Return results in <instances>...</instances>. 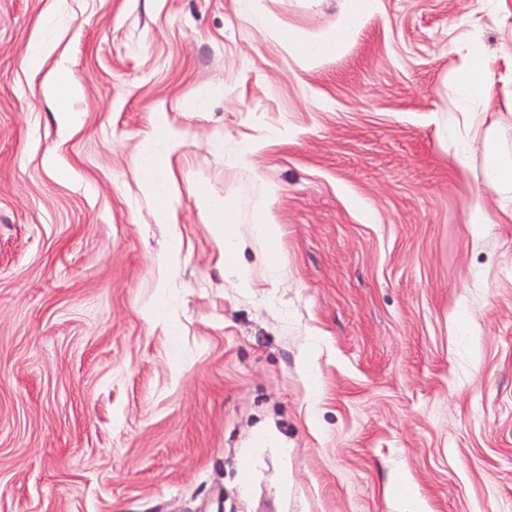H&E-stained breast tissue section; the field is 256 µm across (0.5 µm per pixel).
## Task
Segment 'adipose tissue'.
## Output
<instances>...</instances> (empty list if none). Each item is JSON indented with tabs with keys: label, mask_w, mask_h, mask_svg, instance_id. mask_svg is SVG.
I'll use <instances>...</instances> for the list:
<instances>
[{
	"label": "adipose tissue",
	"mask_w": 512,
	"mask_h": 512,
	"mask_svg": "<svg viewBox=\"0 0 512 512\" xmlns=\"http://www.w3.org/2000/svg\"><path fill=\"white\" fill-rule=\"evenodd\" d=\"M379 11L380 0H339V12L332 27L312 36L289 34L283 47L292 58L311 63L334 56L364 22ZM491 74V60L483 46L480 42L471 41L469 55L456 75L461 104L488 101ZM468 122L481 129L480 145L475 149L469 147L459 151L455 156L457 166L463 170L470 168L474 152H481L487 184L502 199L512 204V155L504 153L499 144V119L490 118L488 112L482 111L473 113ZM175 147V136L160 121L156 123L153 134L144 139L138 155L142 187L146 195L157 200L155 217L161 224L171 222L174 216L168 194L167 174L169 159ZM204 208L214 222L216 236L224 244L225 267L235 286L249 287L248 269L237 262V255L244 250L245 243L233 226L224 221L225 213L231 209L230 203L208 197L204 200Z\"/></svg>",
	"instance_id": "1"
}]
</instances>
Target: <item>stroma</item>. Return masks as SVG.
I'll list each match as a JSON object with an SVG mask.
<instances>
[{
	"instance_id": "obj_1",
	"label": "stroma",
	"mask_w": 512,
	"mask_h": 512,
	"mask_svg": "<svg viewBox=\"0 0 512 512\" xmlns=\"http://www.w3.org/2000/svg\"><path fill=\"white\" fill-rule=\"evenodd\" d=\"M259 8L303 34L339 11ZM464 14L496 56L475 0H382L301 65L234 0H0V512H401L395 485L512 512V222L482 157L454 161ZM160 113L174 224L136 166ZM204 194L234 205L250 289ZM253 224L254 236L268 245L278 242L280 236V224L270 206L262 208L255 216Z\"/></svg>"
}]
</instances>
